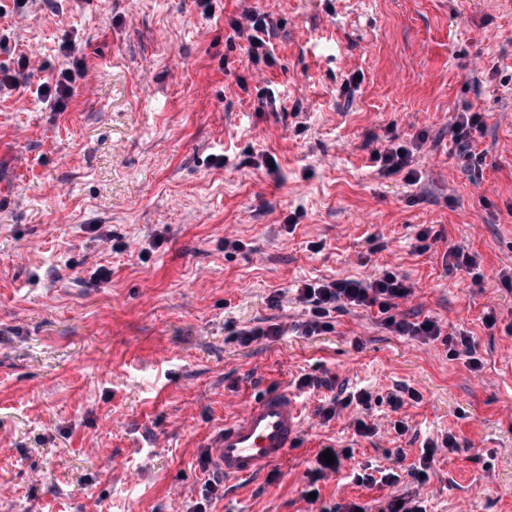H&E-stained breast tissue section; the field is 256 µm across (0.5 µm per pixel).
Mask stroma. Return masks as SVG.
I'll return each instance as SVG.
<instances>
[{"label":"stroma","mask_w":512,"mask_h":512,"mask_svg":"<svg viewBox=\"0 0 512 512\" xmlns=\"http://www.w3.org/2000/svg\"><path fill=\"white\" fill-rule=\"evenodd\" d=\"M0 5V63L28 61L22 89L0 98V512H186L225 418L306 373L372 399L326 423L324 391L303 395L296 445L269 473L225 484L216 512H381L394 496L512 512V6L216 0L208 17L197 0ZM247 10L276 25L270 63L249 62L232 28ZM67 41L85 69L58 112L32 90L71 67ZM266 86L277 111L259 103ZM466 109L483 114L476 170L449 134ZM393 135L416 184L371 159ZM426 227L439 239L421 251ZM450 244L476 255L481 285L446 265ZM386 266L414 285L399 314L471 336L480 369L362 308L337 313L332 332H294L300 281ZM260 323L286 333L235 341ZM402 387L421 399L396 411L387 397ZM359 418L374 436L356 434ZM449 433L459 446L440 449L429 481L407 476L422 442ZM325 448L351 456L311 504ZM363 466L401 479L350 482Z\"/></svg>","instance_id":"1"}]
</instances>
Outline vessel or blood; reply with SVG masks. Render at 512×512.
I'll return each instance as SVG.
<instances>
[{"instance_id": "vessel-or-blood-1", "label": "vessel or blood", "mask_w": 512, "mask_h": 512, "mask_svg": "<svg viewBox=\"0 0 512 512\" xmlns=\"http://www.w3.org/2000/svg\"><path fill=\"white\" fill-rule=\"evenodd\" d=\"M299 404L283 390L261 395L225 420L206 451L225 481H246L277 464L302 432Z\"/></svg>"}]
</instances>
